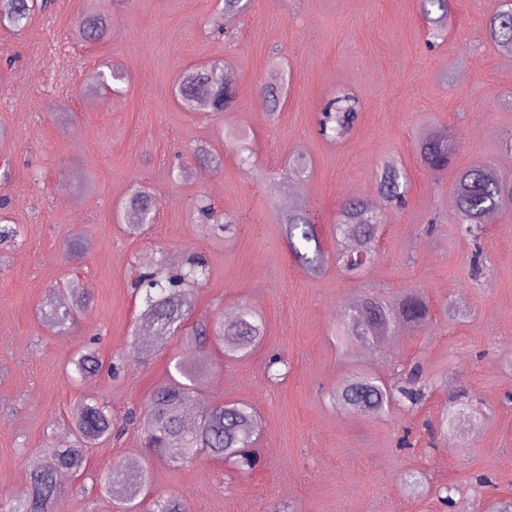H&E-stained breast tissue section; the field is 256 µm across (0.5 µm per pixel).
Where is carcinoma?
<instances>
[{"instance_id":"cac0c4a2","label":"carcinoma","mask_w":512,"mask_h":512,"mask_svg":"<svg viewBox=\"0 0 512 512\" xmlns=\"http://www.w3.org/2000/svg\"><path fill=\"white\" fill-rule=\"evenodd\" d=\"M250 0H223L220 15L232 17L245 12ZM421 13L428 35L434 39L448 29L449 0H420ZM35 0H0V27L13 32L25 30L32 19ZM487 29L490 39L501 45H512V0H499L497 9L489 16ZM106 15L102 10L87 13L72 29V35L82 42H97L107 35ZM127 74L121 67L109 68L98 73L90 94L109 90L115 95L123 93L122 84ZM286 76L278 72L264 86V95L271 114L281 106ZM176 95L183 106L193 109L200 104L211 112H222L234 101L236 83L233 70L220 63L186 70L176 85ZM360 116L359 101L342 90L321 109L318 134L328 142L336 143L347 137ZM421 164L438 174L452 166L455 144L451 137L429 139L418 144ZM406 174L393 163L381 166L380 190L384 201L391 207L405 203ZM455 208L461 232L473 241L482 237L489 213H503L512 206V178L484 164L469 166L457 173L454 183ZM159 199L149 189L138 186L127 196L124 209L136 217L130 230L139 233L152 221ZM288 247L294 260L312 273H319L328 260L321 246L315 214L306 205L284 202L280 205ZM196 211L205 223H214L230 231L231 220H220L210 200L202 196L197 200ZM383 212L372 208L365 201H349L337 212L336 232L345 239L358 241V249L334 255L336 263L348 270H362L376 256L379 224ZM23 229L18 224H0V245L18 242ZM84 237L79 232L70 233L66 251L73 257L86 253ZM209 276L205 261L198 257L175 273L151 271L148 282L140 284L136 293L142 303L138 320L154 330V336L145 340L138 349L148 356L167 337L184 333L198 354L213 347L224 358L236 360L247 356L263 339L266 325L249 305L238 308L233 319L224 321L192 320L194 289L203 285ZM59 301L45 312L44 320L51 328H64L74 323L85 309L82 296L70 288L58 291ZM432 314L427 299L417 291L402 295L388 307L371 297L360 298L345 308L344 320L336 337L347 345L351 342H368L385 336L395 327L425 328ZM68 377L77 385L92 374L102 370L103 364L95 348L85 345L76 350L68 361ZM174 372L168 381L150 395L144 410L138 416L143 431V447L149 457L160 458L171 466L193 461L204 455L233 466L241 475H248L261 466V454L256 448L259 424L255 411L243 402H221L206 408L201 415L189 420L184 408L186 402L197 394L204 382L202 363L176 359ZM431 392V383L423 378L420 365L401 369L399 377L388 383L365 374L346 377L332 393L336 407L345 412H363L372 416L382 415L392 405L399 404L415 409L422 405ZM474 396L466 390L448 393V405L439 422L444 435L457 433L458 418L473 406ZM73 440L69 444L51 446L47 454L29 472L30 495L22 502L0 504V512H55L64 495L58 475L62 471L80 472L86 463L88 451L112 436L114 417L110 405L103 401H83L70 418ZM120 486L124 494L117 507L126 506L134 512L146 496L151 484L148 470L142 466L134 471L113 467L101 485L102 492L110 494ZM151 512H185L178 498L160 495Z\"/></svg>"}]
</instances>
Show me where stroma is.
I'll return each instance as SVG.
<instances>
[{
    "label": "stroma",
    "instance_id": "stroma-1",
    "mask_svg": "<svg viewBox=\"0 0 512 512\" xmlns=\"http://www.w3.org/2000/svg\"><path fill=\"white\" fill-rule=\"evenodd\" d=\"M99 0H56L35 12L20 35L0 28V201L28 234L0 259V487L28 491V473L48 443L70 442L67 416L86 399L114 414L142 408L165 382L169 361L194 357L183 335L169 337L148 360L135 345L134 286L157 266L184 265L197 254L209 278L197 288L195 316L209 319L253 306L266 334L246 358L208 354L200 396L213 405L249 404L262 422V467L247 477L200 457L180 467L146 458L141 428L95 448L82 475L80 501L58 512H113L97 478L128 461L147 462L154 491L181 498L186 512H492L512 497V213L487 225L479 242L460 234L451 186L458 170L483 163L512 174V63L487 31L496 0H450L448 33L426 43L419 0H252L250 9L212 27L217 0H118L108 9L111 33L76 43L69 30ZM290 71L277 115L255 118L273 60ZM235 71L237 98L218 114L185 110L174 96L184 71L214 61ZM129 75L123 96L86 97L101 66ZM361 104L359 123L332 144L316 133L318 114L337 88ZM453 133L448 171L432 174L416 155L431 132ZM207 144L219 158L201 166L193 149ZM309 161L300 180L317 207L326 253H335L334 217L352 192L383 207L380 164L396 161L408 175L406 203L388 214L375 260L358 273L328 263L310 275L294 261L278 207L290 157ZM137 184L160 200L147 234L127 233L119 207ZM207 196L237 219L229 235L196 220L193 202ZM81 231L87 252L71 261L63 247ZM87 285L89 308L66 334L40 319L50 291ZM427 298L428 328L385 342L341 345L335 330L345 306L375 294L392 302L409 289ZM463 314L450 319L448 303ZM96 339L116 374L72 384L64 363ZM288 363L286 378L267 377L272 355ZM419 362L425 377L447 371L416 410L383 416L341 412L329 393L354 372L390 381ZM475 395L472 416L454 438L431 436L448 389ZM422 488L410 493L408 472ZM486 474L492 486L458 497L455 510L437 486Z\"/></svg>",
    "mask_w": 512,
    "mask_h": 512
}]
</instances>
